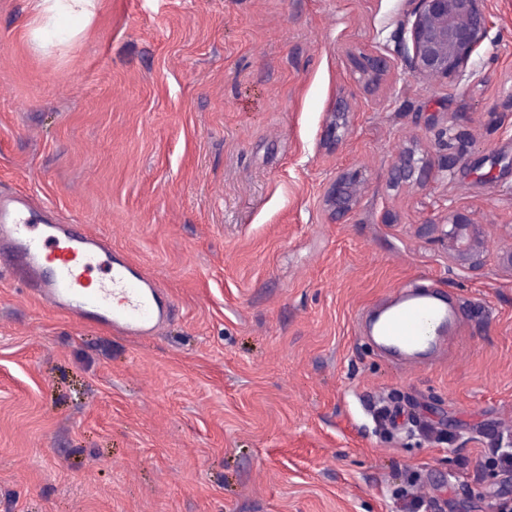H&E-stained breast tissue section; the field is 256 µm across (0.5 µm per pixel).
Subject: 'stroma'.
Segmentation results:
<instances>
[{"instance_id":"stroma-1","label":"stroma","mask_w":512,"mask_h":512,"mask_svg":"<svg viewBox=\"0 0 512 512\" xmlns=\"http://www.w3.org/2000/svg\"><path fill=\"white\" fill-rule=\"evenodd\" d=\"M460 87L406 68L414 0H97L32 40L0 0V193L108 238L174 311L136 338L0 275V512H446L512 500V0ZM391 61L374 88L354 55ZM350 123L321 138L336 97ZM412 147L451 172L394 186ZM359 170L361 199L323 198ZM484 224L482 271L428 221ZM428 285L463 305L457 355L401 369L361 318ZM361 183L358 172H339L327 190L326 206L336 216L349 214L358 204Z\"/></svg>"}]
</instances>
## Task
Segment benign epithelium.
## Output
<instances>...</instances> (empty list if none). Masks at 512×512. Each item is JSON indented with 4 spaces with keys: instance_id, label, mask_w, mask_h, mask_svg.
I'll use <instances>...</instances> for the list:
<instances>
[{
    "instance_id": "1",
    "label": "benign epithelium",
    "mask_w": 512,
    "mask_h": 512,
    "mask_svg": "<svg viewBox=\"0 0 512 512\" xmlns=\"http://www.w3.org/2000/svg\"><path fill=\"white\" fill-rule=\"evenodd\" d=\"M410 26L401 28L402 44H411L412 53L406 65L420 77L446 80L459 86L476 75L473 56L487 38L491 15L486 0H415ZM355 66L368 83H378L390 68V61L379 54L364 53L355 58ZM349 111L343 98L336 100L326 125L324 141L331 146L338 140L337 132L348 126ZM435 170L429 162L416 157V151H403L390 171L395 185H425ZM361 194L358 172H340L330 184L325 203L337 216L353 211ZM442 224V242L448 263L468 272L479 271L484 262L487 233L485 225L472 218L469 209L452 203L446 207Z\"/></svg>"
}]
</instances>
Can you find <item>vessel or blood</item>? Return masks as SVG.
Instances as JSON below:
<instances>
[{
  "instance_id": "vessel-or-blood-1",
  "label": "vessel or blood",
  "mask_w": 512,
  "mask_h": 512,
  "mask_svg": "<svg viewBox=\"0 0 512 512\" xmlns=\"http://www.w3.org/2000/svg\"><path fill=\"white\" fill-rule=\"evenodd\" d=\"M55 309L127 336L155 335L171 307L160 282L81 224L37 222L27 195L0 196V271ZM456 312L433 289L405 290L369 323L371 340L416 369L450 349Z\"/></svg>"
}]
</instances>
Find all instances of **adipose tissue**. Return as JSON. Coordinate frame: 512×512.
I'll use <instances>...</instances> for the list:
<instances>
[{
  "label": "adipose tissue",
  "mask_w": 512,
  "mask_h": 512,
  "mask_svg": "<svg viewBox=\"0 0 512 512\" xmlns=\"http://www.w3.org/2000/svg\"><path fill=\"white\" fill-rule=\"evenodd\" d=\"M95 0H37L32 35L40 46L80 33L93 16Z\"/></svg>",
  "instance_id": "1"
}]
</instances>
